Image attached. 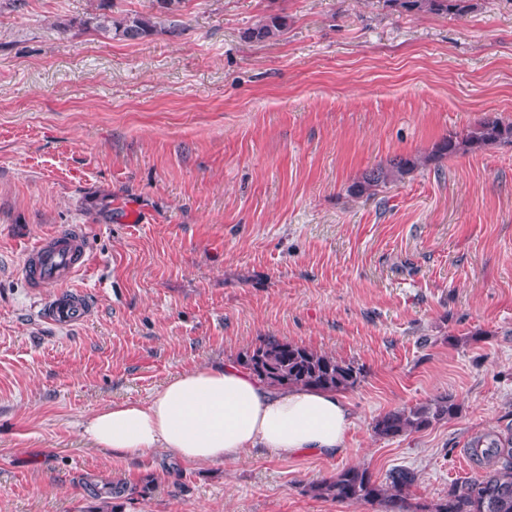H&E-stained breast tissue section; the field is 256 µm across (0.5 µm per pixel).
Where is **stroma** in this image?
<instances>
[{
  "instance_id": "1",
  "label": "stroma",
  "mask_w": 512,
  "mask_h": 512,
  "mask_svg": "<svg viewBox=\"0 0 512 512\" xmlns=\"http://www.w3.org/2000/svg\"><path fill=\"white\" fill-rule=\"evenodd\" d=\"M93 0H0V512H87V482L152 479L125 512H383L307 494L350 466L432 501L512 427V145L348 194L493 113L512 122V0L463 17L382 0H184L182 37L63 31ZM278 13L277 39L242 32ZM76 225L93 311L43 321L25 250ZM274 336L363 365L331 457L120 459L82 424ZM455 417L387 440L388 411ZM457 412L454 397L446 394L416 407L389 411L375 420L372 430L378 437L393 439L424 430Z\"/></svg>"
}]
</instances>
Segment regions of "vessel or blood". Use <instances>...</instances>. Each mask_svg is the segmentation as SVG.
<instances>
[{"label": "vessel or blood", "instance_id": "1", "mask_svg": "<svg viewBox=\"0 0 512 512\" xmlns=\"http://www.w3.org/2000/svg\"><path fill=\"white\" fill-rule=\"evenodd\" d=\"M91 263L90 240L77 226L51 233L26 250L22 273L28 287L46 297L42 308L45 321L67 327L88 319V297L71 290L70 284Z\"/></svg>", "mask_w": 512, "mask_h": 512}]
</instances>
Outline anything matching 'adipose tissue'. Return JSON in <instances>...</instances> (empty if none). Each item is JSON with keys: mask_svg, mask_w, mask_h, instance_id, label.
<instances>
[{"mask_svg": "<svg viewBox=\"0 0 512 512\" xmlns=\"http://www.w3.org/2000/svg\"><path fill=\"white\" fill-rule=\"evenodd\" d=\"M351 422L338 393L273 387L230 359L186 371L148 400L112 402L84 434L120 457L164 448L187 462L227 464L255 450L280 459L335 455Z\"/></svg>", "mask_w": 512, "mask_h": 512, "instance_id": "obj_1", "label": "adipose tissue"}]
</instances>
